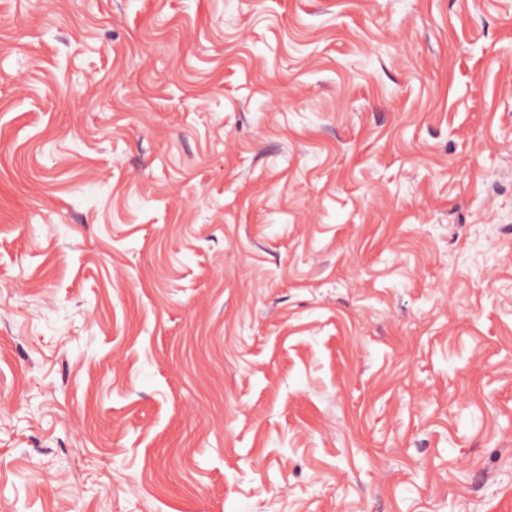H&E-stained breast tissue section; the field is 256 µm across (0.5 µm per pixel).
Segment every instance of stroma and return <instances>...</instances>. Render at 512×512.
I'll return each instance as SVG.
<instances>
[{
  "label": "stroma",
  "mask_w": 512,
  "mask_h": 512,
  "mask_svg": "<svg viewBox=\"0 0 512 512\" xmlns=\"http://www.w3.org/2000/svg\"><path fill=\"white\" fill-rule=\"evenodd\" d=\"M0 512H512V0H0Z\"/></svg>",
  "instance_id": "35a3bbf8"
}]
</instances>
